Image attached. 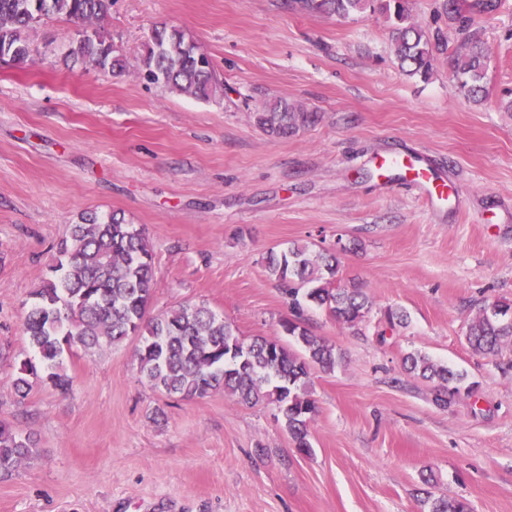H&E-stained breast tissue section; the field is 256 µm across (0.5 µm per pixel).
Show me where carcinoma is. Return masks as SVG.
Listing matches in <instances>:
<instances>
[{
  "label": "carcinoma",
  "mask_w": 512,
  "mask_h": 512,
  "mask_svg": "<svg viewBox=\"0 0 512 512\" xmlns=\"http://www.w3.org/2000/svg\"><path fill=\"white\" fill-rule=\"evenodd\" d=\"M300 9L346 18L379 8L393 21L392 42L399 67L408 76L429 77L434 46L441 31L427 35L410 21L405 0H295ZM500 0H446L448 23L462 35L454 74L474 101H480L487 55L476 32L474 17L489 14ZM112 0H0V59L24 63L29 56L27 31L42 17L63 15L79 26L90 25L108 14ZM65 61L91 64L120 73L125 60L116 54L112 39L79 31L71 39ZM144 76L184 95L209 100L221 91L207 56L175 27L152 31L141 59ZM256 124L269 135L286 138L317 121V114L279 99L254 114ZM339 254L311 251L293 243L270 250L266 268L290 300L292 317L281 322V334L290 344L257 337L242 341L232 324L203 304L182 305L145 319L155 290L153 251L144 231L121 215L95 211L81 216L60 241L54 278L33 291L34 302L24 323L29 355L21 359L15 390L26 397L33 384L45 378L62 393L72 388L63 367L65 351L114 347L131 336L139 339V372L148 385L183 399L202 398L222 389L249 405L265 403L288 432L297 453L312 448L309 425L316 404L309 396L311 369L331 371L339 356L336 347L314 335L305 325L309 307L323 310L336 322L360 329L372 303L363 289L337 281ZM386 329L407 324L401 308L385 310ZM465 338L471 348L490 356L512 346V301L484 302L469 321ZM403 369L431 386L433 402L447 409L461 395H471L467 376L435 362L426 354L410 352ZM35 443L7 419L0 417V474L9 473L29 459ZM426 512H471L464 498L422 500Z\"/></svg>",
  "instance_id": "cac0c4a2"
}]
</instances>
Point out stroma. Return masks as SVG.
Listing matches in <instances>:
<instances>
[{
	"label": "stroma",
	"mask_w": 512,
	"mask_h": 512,
	"mask_svg": "<svg viewBox=\"0 0 512 512\" xmlns=\"http://www.w3.org/2000/svg\"><path fill=\"white\" fill-rule=\"evenodd\" d=\"M443 4L409 0L411 21L448 42L426 79L398 69L384 15L286 0H113L101 27L125 58L119 74L65 65L75 26L61 15L29 30L25 64L0 61V342L14 354L58 242L89 210L144 229L153 316L202 303L242 339L279 338L288 300L265 257L291 242L349 244L339 277L372 302L361 334L307 311L341 356L311 374L308 456L271 408L153 390L134 338L65 353L66 396L40 382L18 399L16 366L1 362L0 416L37 446L0 476V512H420L426 475L473 512H512V375L499 367L512 350L488 356L464 338L483 302L512 300V0L475 19L488 52L477 104L458 90ZM161 25L210 57L223 94L143 80ZM276 98L318 121L268 136L254 114ZM398 155L447 194L427 200L403 169H378ZM391 306L408 324L378 338ZM414 349L467 372L475 392L437 407L402 369Z\"/></svg>",
	"instance_id": "stroma-1"
}]
</instances>
